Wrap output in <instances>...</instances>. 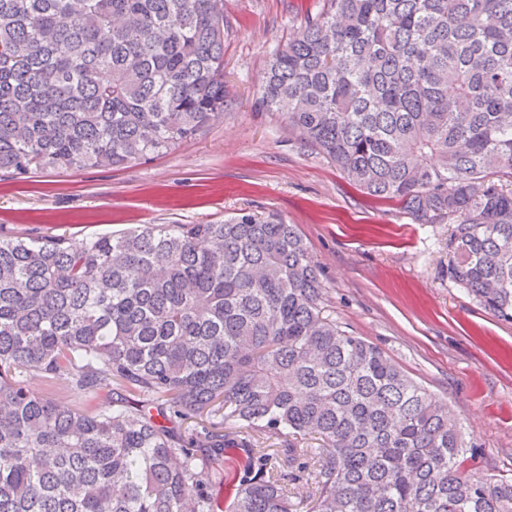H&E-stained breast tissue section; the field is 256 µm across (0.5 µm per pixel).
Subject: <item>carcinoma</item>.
Here are the masks:
<instances>
[{
    "label": "carcinoma",
    "instance_id": "cac0c4a2",
    "mask_svg": "<svg viewBox=\"0 0 512 512\" xmlns=\"http://www.w3.org/2000/svg\"><path fill=\"white\" fill-rule=\"evenodd\" d=\"M352 185L451 224L448 277L512 320V0H322L256 99ZM224 112V0H0V173L118 169ZM294 225L0 236V512H293L263 441L322 448L309 512H512L448 408L325 316ZM62 382L79 405L28 380ZM242 471V456L238 449L230 448L224 451V456L212 464L210 470V482L213 489H218L221 482L224 480V486L222 489L223 507H224V495L227 496V491L230 486L226 485L232 481V479L239 477Z\"/></svg>",
    "mask_w": 512,
    "mask_h": 512
}]
</instances>
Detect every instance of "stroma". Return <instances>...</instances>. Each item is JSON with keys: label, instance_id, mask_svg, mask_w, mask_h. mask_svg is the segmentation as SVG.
Masks as SVG:
<instances>
[{"label": "stroma", "instance_id": "1", "mask_svg": "<svg viewBox=\"0 0 512 512\" xmlns=\"http://www.w3.org/2000/svg\"><path fill=\"white\" fill-rule=\"evenodd\" d=\"M318 0H224V113L171 153L121 169L0 176V233L72 242L143 224H206L246 210L294 224L319 266L326 314L380 346L447 404L470 466L512 475V322L448 276L447 224H417L350 186L282 117L258 111L273 50Z\"/></svg>", "mask_w": 512, "mask_h": 512}]
</instances>
